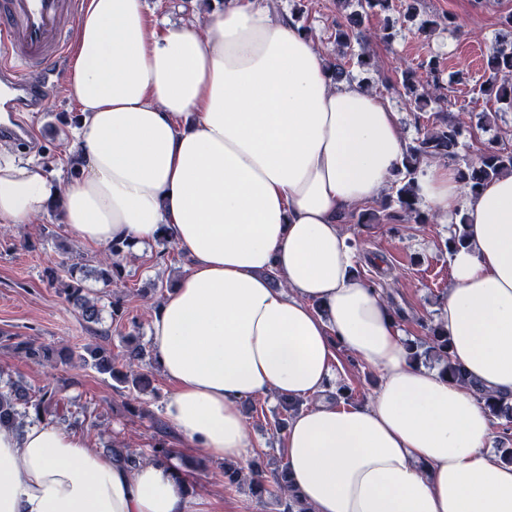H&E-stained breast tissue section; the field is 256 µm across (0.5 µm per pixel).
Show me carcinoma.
<instances>
[{"label": "carcinoma", "mask_w": 512, "mask_h": 512, "mask_svg": "<svg viewBox=\"0 0 512 512\" xmlns=\"http://www.w3.org/2000/svg\"><path fill=\"white\" fill-rule=\"evenodd\" d=\"M360 11L346 18L344 22L336 23L334 43L338 52L356 59V63L363 69H370L375 65L374 46L388 44L393 38L390 32H367L361 30L362 13H366L377 6H389V0H356ZM425 77L419 78L415 71L406 69L401 73V85L414 97V103L419 105L432 101L438 105L448 103L443 93L444 85L439 61L433 57L421 64ZM474 93L480 97H493L508 109H512V42L509 46L497 42L492 47L488 71L483 80L474 88ZM461 136V122L449 112H436L433 115L432 125L425 128L416 143L407 148L403 168L404 177L396 179L381 208L386 210L397 208L405 216L417 224H429L434 221V215L419 208V200L415 194L414 175L418 170L420 161L427 160H453L457 157L455 149L458 147ZM503 173L512 174V152L504 151L490 146L486 148L476 162H464L461 175L465 186L470 192H477L484 183L493 180ZM127 258V244L114 240L110 243L106 257L100 262L96 270L97 279L108 286L122 278V261ZM82 267L75 264L64 270L66 278H61L55 270L47 275L49 285H58L59 289L68 296L81 310V316L86 322H97L100 319L101 309L98 300L88 299L84 294L80 272ZM411 357L416 361L444 362V372L456 382L468 384L475 388L476 394L484 400L492 416L505 421V425L512 424V398L503 395H494L483 392L475 386L464 369L451 361L448 355V337L438 331L437 326L429 327L427 339L421 343H412ZM16 351L26 359L36 364H42L53 357V352L33 341H25L16 347ZM147 355L144 347L138 345L125 354L124 366L130 377H121L115 371L114 358L111 354L100 349L89 351L90 365L98 372L109 373L125 387L137 394L150 392L151 379L144 373L134 370L135 363L143 360ZM302 402L299 400L281 401L274 413V426L282 431L288 423V418L299 410ZM61 407V401L56 399L55 392L47 389L39 390L38 398H32L27 388L11 379L0 366V428H8L18 433L33 421H38L46 415L56 413ZM174 453L162 440L151 448L150 455L128 449L121 456L123 462L131 469L139 463L151 459H167ZM287 467L271 471L270 477H265V471L257 462H252L248 468L236 464H224V488L240 490L247 487L249 494L262 500L273 499L285 504L283 512H309L304 506L300 496L286 493L284 479Z\"/></svg>", "instance_id": "obj_1"}]
</instances>
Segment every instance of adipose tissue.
<instances>
[{
	"label": "adipose tissue",
	"instance_id": "adipose-tissue-1",
	"mask_svg": "<svg viewBox=\"0 0 512 512\" xmlns=\"http://www.w3.org/2000/svg\"><path fill=\"white\" fill-rule=\"evenodd\" d=\"M65 80L78 173L64 182L0 147V222L57 202L81 242L135 257L166 232L191 256L149 332L184 441L247 462L243 402L303 399L283 443L311 512H512V464L490 453L478 397L512 394V174L475 196L450 164L415 175L440 223L466 218L438 314L464 385L411 362L357 272L339 217L380 197L405 141L387 102L334 82L312 36L258 0L163 27L144 0H86ZM342 350L380 378L367 404L324 397ZM0 512L206 510L176 460L130 469L43 419L0 429Z\"/></svg>",
	"mask_w": 512,
	"mask_h": 512
}]
</instances>
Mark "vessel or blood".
Here are the masks:
<instances>
[{"instance_id":"vessel-or-blood-1","label":"vessel or blood","mask_w":512,"mask_h":512,"mask_svg":"<svg viewBox=\"0 0 512 512\" xmlns=\"http://www.w3.org/2000/svg\"><path fill=\"white\" fill-rule=\"evenodd\" d=\"M81 5L82 0H0V87L11 92L9 119L0 131L19 145L31 138L21 113L46 110V89L54 83L52 63L69 49L61 16Z\"/></svg>"}]
</instances>
